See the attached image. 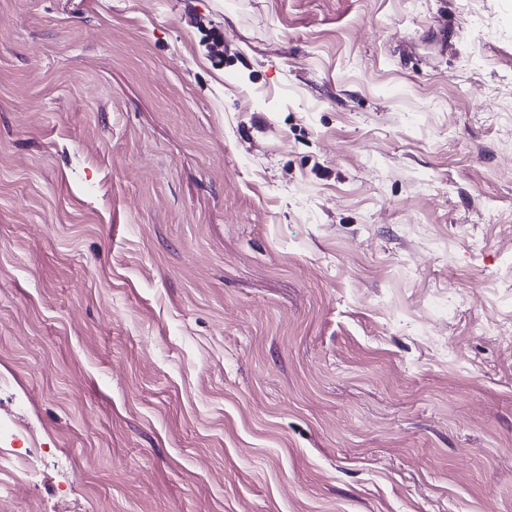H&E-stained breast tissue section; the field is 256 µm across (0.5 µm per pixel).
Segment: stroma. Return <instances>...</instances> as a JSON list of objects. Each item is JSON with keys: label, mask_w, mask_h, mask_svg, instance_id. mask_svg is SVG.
Masks as SVG:
<instances>
[{"label": "stroma", "mask_w": 512, "mask_h": 512, "mask_svg": "<svg viewBox=\"0 0 512 512\" xmlns=\"http://www.w3.org/2000/svg\"><path fill=\"white\" fill-rule=\"evenodd\" d=\"M508 326L512 0H0V512H512Z\"/></svg>", "instance_id": "obj_1"}]
</instances>
